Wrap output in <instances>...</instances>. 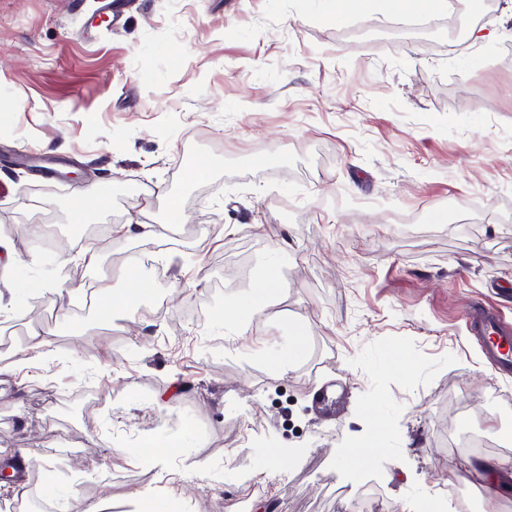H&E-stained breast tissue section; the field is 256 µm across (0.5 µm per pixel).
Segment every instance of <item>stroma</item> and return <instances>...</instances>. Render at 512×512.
<instances>
[{"label":"stroma","mask_w":512,"mask_h":512,"mask_svg":"<svg viewBox=\"0 0 512 512\" xmlns=\"http://www.w3.org/2000/svg\"><path fill=\"white\" fill-rule=\"evenodd\" d=\"M100 6L0 0V470H24L19 496L336 512V488L371 482L383 512L480 499L448 439L512 457V374L464 320L512 325V7L457 50L436 18L404 29L406 6L129 0L114 25ZM93 184L108 202L78 222ZM172 201L176 233L119 231ZM277 247L276 297L231 334L225 304ZM138 259L147 296L86 310ZM292 330L305 351L282 375L268 360ZM34 333L53 348L29 350ZM376 410L388 440L343 465Z\"/></svg>","instance_id":"35a3bbf8"}]
</instances>
